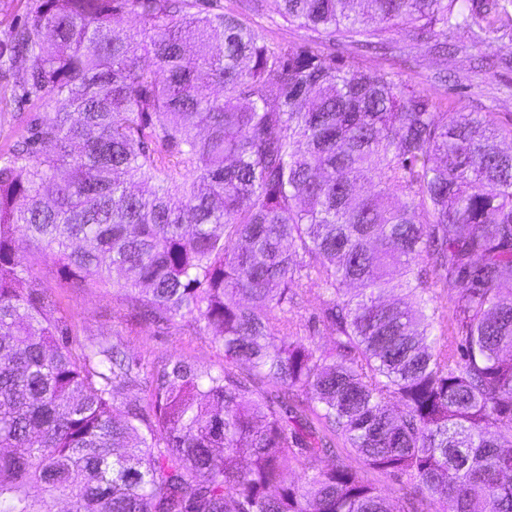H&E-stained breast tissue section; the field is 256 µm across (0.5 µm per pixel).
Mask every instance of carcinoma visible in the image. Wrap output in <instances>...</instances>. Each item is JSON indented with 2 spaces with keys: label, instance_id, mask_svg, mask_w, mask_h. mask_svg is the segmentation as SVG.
Segmentation results:
<instances>
[{
  "label": "carcinoma",
  "instance_id": "cac0c4a2",
  "mask_svg": "<svg viewBox=\"0 0 512 512\" xmlns=\"http://www.w3.org/2000/svg\"><path fill=\"white\" fill-rule=\"evenodd\" d=\"M279 2L309 42L196 0H34L0 39L14 84L51 94L0 151V512H512V122L321 50L474 47L508 5ZM26 252L224 367L70 344ZM323 307V300L316 295L307 296L298 309L299 318L302 322L308 324L309 318H311L310 325H312V331L314 332V339L316 344L320 345L323 349H330L333 345L332 330L327 324L319 322L317 319H313V316H317Z\"/></svg>",
  "mask_w": 512,
  "mask_h": 512
}]
</instances>
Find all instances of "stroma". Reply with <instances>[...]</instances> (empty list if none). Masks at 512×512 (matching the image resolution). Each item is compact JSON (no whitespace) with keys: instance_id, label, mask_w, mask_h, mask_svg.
Here are the masks:
<instances>
[{"instance_id":"stroma-1","label":"stroma","mask_w":512,"mask_h":512,"mask_svg":"<svg viewBox=\"0 0 512 512\" xmlns=\"http://www.w3.org/2000/svg\"><path fill=\"white\" fill-rule=\"evenodd\" d=\"M252 25L264 28L273 43H301L304 30L285 22L278 13L276 0H263L258 12L249 14ZM512 50V31L495 34L490 44L465 52L438 55L416 48L406 59H399L366 48L337 49L340 60L356 59L360 66L383 69L407 81L409 85L436 93L443 105L469 111L495 112L503 122L512 121V70L478 67L479 54ZM444 74L447 85H437L435 78ZM40 102L16 96L0 111V149H7L26 133L32 116L44 114ZM33 274L57 301L66 323L79 338L108 336L119 340L131 355L150 361L157 358L182 357L219 369L224 365L223 352L211 349L204 337L180 326L160 330L145 324H121L112 318L115 300L105 289L88 285L70 287L65 276L48 259L33 265Z\"/></svg>"}]
</instances>
